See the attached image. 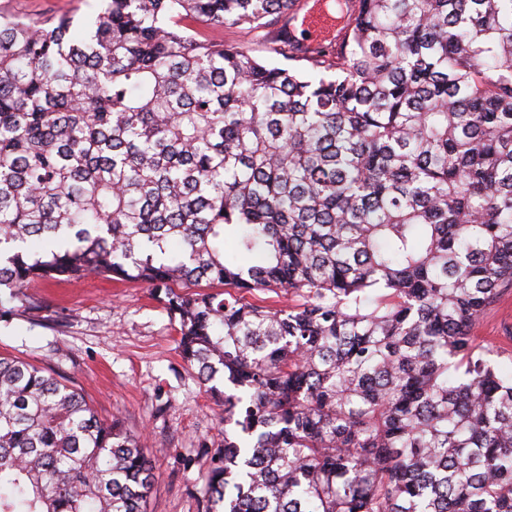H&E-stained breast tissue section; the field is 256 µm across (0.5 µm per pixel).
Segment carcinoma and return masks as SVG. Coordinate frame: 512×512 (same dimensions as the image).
Listing matches in <instances>:
<instances>
[{"mask_svg": "<svg viewBox=\"0 0 512 512\" xmlns=\"http://www.w3.org/2000/svg\"><path fill=\"white\" fill-rule=\"evenodd\" d=\"M294 3L0 16V318L37 280L151 288L222 407L201 512H512V369L470 336L512 285V0H346L308 75L189 33ZM154 480L0 355V512H144Z\"/></svg>", "mask_w": 512, "mask_h": 512, "instance_id": "cac0c4a2", "label": "carcinoma"}]
</instances>
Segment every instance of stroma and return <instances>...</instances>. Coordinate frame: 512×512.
Returning <instances> with one entry per match:
<instances>
[{
	"instance_id": "obj_1",
	"label": "stroma",
	"mask_w": 512,
	"mask_h": 512,
	"mask_svg": "<svg viewBox=\"0 0 512 512\" xmlns=\"http://www.w3.org/2000/svg\"><path fill=\"white\" fill-rule=\"evenodd\" d=\"M103 0H0V15L69 18L81 23L100 11ZM197 34L238 46L272 61L270 36L248 27ZM36 310L0 319V354L15 356L64 378L104 419L121 417L131 434L143 437L155 481L146 512H200L209 459L202 445L224 440L220 409L183 363L177 321L137 282L87 277L60 284H33ZM476 346L497 361L512 360V288H503L473 324Z\"/></svg>"
}]
</instances>
